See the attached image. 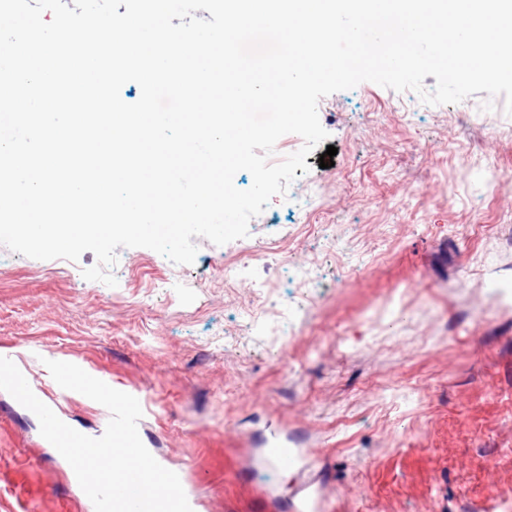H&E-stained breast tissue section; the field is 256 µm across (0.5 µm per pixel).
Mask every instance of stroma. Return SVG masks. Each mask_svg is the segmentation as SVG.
Returning <instances> with one entry per match:
<instances>
[{"label":"stroma","mask_w":512,"mask_h":512,"mask_svg":"<svg viewBox=\"0 0 512 512\" xmlns=\"http://www.w3.org/2000/svg\"><path fill=\"white\" fill-rule=\"evenodd\" d=\"M430 106L372 82L321 98L338 153L274 196L243 243L192 264L117 248L110 287L78 261L0 246V350L67 425L101 436V404L59 392L47 361L137 395L142 442L192 512H493L512 505V116L504 96ZM264 285L274 328L244 308ZM408 302L390 303L394 289ZM18 454L67 465L0 391ZM289 449L265 464L264 449Z\"/></svg>","instance_id":"35a3bbf8"}]
</instances>
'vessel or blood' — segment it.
I'll return each instance as SVG.
<instances>
[{"label":"vessel or blood","mask_w":512,"mask_h":512,"mask_svg":"<svg viewBox=\"0 0 512 512\" xmlns=\"http://www.w3.org/2000/svg\"><path fill=\"white\" fill-rule=\"evenodd\" d=\"M6 439L0 429V512H73L55 469L32 456L16 458Z\"/></svg>","instance_id":"b4317fda"}]
</instances>
